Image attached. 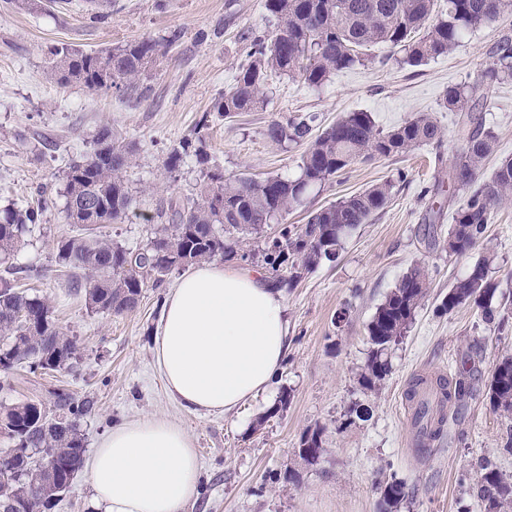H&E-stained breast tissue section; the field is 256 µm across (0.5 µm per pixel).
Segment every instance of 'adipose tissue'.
I'll list each match as a JSON object with an SVG mask.
<instances>
[{
	"label": "adipose tissue",
	"instance_id": "adipose-tissue-1",
	"mask_svg": "<svg viewBox=\"0 0 512 512\" xmlns=\"http://www.w3.org/2000/svg\"><path fill=\"white\" fill-rule=\"evenodd\" d=\"M288 349L284 289L239 267L204 263L171 289L154 337L156 361L185 408L232 412L269 388ZM87 472L92 512H182L196 497L193 442L166 418L107 433Z\"/></svg>",
	"mask_w": 512,
	"mask_h": 512
}]
</instances>
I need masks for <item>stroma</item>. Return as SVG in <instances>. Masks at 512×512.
I'll return each instance as SVG.
<instances>
[{
  "label": "stroma",
  "instance_id": "35a3bbf8",
  "mask_svg": "<svg viewBox=\"0 0 512 512\" xmlns=\"http://www.w3.org/2000/svg\"><path fill=\"white\" fill-rule=\"evenodd\" d=\"M155 2L111 0L97 19L87 0H59L49 8L35 0L27 11L0 0V209L31 202L39 185L61 197L69 163L93 154L105 126L137 147L136 162L125 174L133 205L103 229L112 241L134 251L145 248L169 201L195 198L199 170L189 162L166 174L163 157L192 136L245 63L251 40L270 32L272 23L264 0H163L160 8ZM174 32L178 41L143 79L148 92L142 100L113 90L94 92L78 82L60 84L46 71L48 52L57 44L98 50ZM505 37L512 39V15L465 34L453 51L419 66L397 63L391 48L378 44L369 48L364 64L336 72L318 88L272 77L263 111L210 122L205 131L210 165L227 176L297 177L302 146L274 144L266 129L271 121L298 113L315 116L323 127L349 112H369L388 129L430 112L445 134L453 135L463 114L444 106L445 91L472 83L491 65L490 51ZM483 115L497 137L498 157L512 156V80L491 87ZM453 153L448 142L438 152L424 146L402 156L357 161L311 189L304 206L245 237L246 268L264 271L263 250L281 224L302 223L307 211L372 185H393L385 209L343 242L335 262L322 263L287 289L289 347L281 368L266 391L229 414L184 408L167 391L157 366L154 335L177 274L146 284L131 311L90 312L55 263L58 242L78 232L66 222L62 205H55L12 262L38 269L24 286L48 300L57 327L76 340V355L69 366L47 375L10 371L0 403L49 405L61 391L92 401L91 414L81 422L90 451L112 427L128 421L162 417L180 423L201 466L198 495L184 512H381L377 484L391 479L402 481L407 491L397 512H480L459 476L477 474L486 457L512 476V455L502 450L512 417L490 411L479 398L449 410L442 442L424 450L406 443L411 406L405 394L415 378L463 369L482 386L493 363L512 354V323L494 332L471 306L450 314L439 309L455 278L484 253L494 257L493 277L503 281L512 274V204L494 213L483 247L464 257L443 247L453 207L443 206L435 234L425 230L435 201L429 189ZM416 263L429 270L428 295L393 348L381 389L363 392L358 376L369 347L367 325ZM285 390L291 398L283 408L279 397ZM357 403L368 409L366 420L350 416ZM315 426L324 429L327 454L309 469L295 451L301 434Z\"/></svg>",
  "mask_w": 512,
  "mask_h": 512
}]
</instances>
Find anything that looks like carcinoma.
Returning a JSON list of instances; mask_svg holds the SVG:
<instances>
[{"mask_svg":"<svg viewBox=\"0 0 512 512\" xmlns=\"http://www.w3.org/2000/svg\"><path fill=\"white\" fill-rule=\"evenodd\" d=\"M264 8L273 29L252 41L247 63L233 83L216 100L213 112L230 118L238 112H258L268 104L269 76L300 78L320 87L332 75L365 61V51L386 44L403 53L410 66L421 65L449 53L468 32L487 27L512 13V0H265ZM177 39L173 33L163 43L151 38L98 52L74 49L66 44L50 50L47 68L59 83L79 82L92 91L116 89L140 100L146 87L142 76L166 45ZM494 61L473 83L451 86L445 103L465 112L458 130L455 160L446 176L435 180L432 191L448 184L463 192L444 248L463 257L483 242L494 211L512 201V157L500 160L491 176L485 175L486 160L496 150V136L486 128L480 106L494 85L512 80V43L505 38L492 52ZM314 118L296 114L274 120L267 128L277 145L305 146L298 177H224L209 167L202 130L171 149L163 168L171 174L184 157L193 155L200 167L202 183L196 198L175 211V222L164 224L141 251H133L93 234V227L114 224L131 208L133 197L125 172L136 159L135 147L104 128L97 137L94 156L72 162L64 186L65 218L80 224L84 232L62 240L56 248V264L73 276L72 288L84 291L88 309L121 314L135 309L145 282H162L175 270L221 258L248 259L239 253L240 236L258 232L274 218L303 204L307 191L321 186L361 159L394 157L422 146L438 149L442 159L443 131L430 113H420L399 126L384 129L368 112H349L313 134ZM392 194L389 182L373 185L319 209L309 211L304 224H285L280 237L264 253V263L274 281L290 288L324 262L336 260L343 241L359 225L384 209ZM54 205L45 191L33 204L0 212V370L25 368L35 374L60 369L70 362L76 341L58 330L47 301L18 285V275L38 277V270L9 264L21 237L43 221ZM428 271L412 266L386 296L368 324L370 349L359 375L360 385L380 389L391 371L389 352L408 332L416 309L428 294ZM501 282L490 275L489 259L477 260L469 272L457 279L441 301L451 313L468 304L481 320L497 329L508 318L502 314L508 298L497 296ZM473 396L463 375L419 377L407 392L416 401L412 427L428 442L444 436V407ZM486 405L495 413L512 415V355L493 364L485 385ZM91 411L87 401L68 393L56 394L48 408L37 401L0 405V432L21 438L28 452L9 456L0 451V470L15 472L16 478L0 483V499L8 497L24 512H47L67 491L83 464L85 442L80 421ZM324 428L308 429L301 436L297 456L304 464H319ZM52 458V479L39 469L41 455ZM383 512H395L406 496L405 485L392 480L378 483ZM474 495L484 512L512 508V479L488 458L479 465Z\"/></svg>","mask_w":512,"mask_h":512,"instance_id":"obj_1","label":"carcinoma"}]
</instances>
